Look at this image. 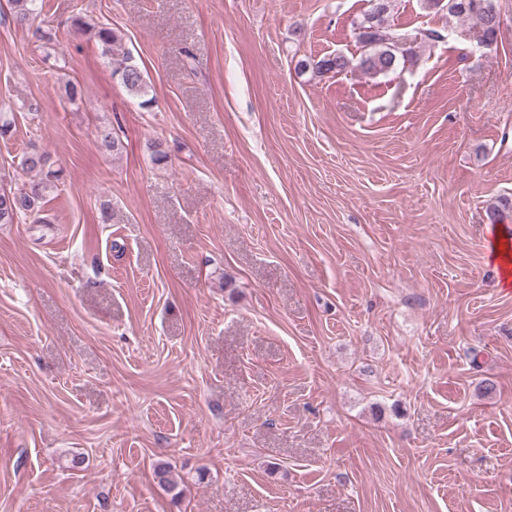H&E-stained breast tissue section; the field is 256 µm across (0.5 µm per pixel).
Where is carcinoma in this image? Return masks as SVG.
I'll return each instance as SVG.
<instances>
[{"instance_id":"cac0c4a2","label":"carcinoma","mask_w":512,"mask_h":512,"mask_svg":"<svg viewBox=\"0 0 512 512\" xmlns=\"http://www.w3.org/2000/svg\"><path fill=\"white\" fill-rule=\"evenodd\" d=\"M369 9L357 23V38L362 53L357 61L336 54L317 61H303L302 70H312L317 74L339 73L354 67L365 74L377 76L395 71L400 62L406 60L411 51L407 48L409 37L396 35L390 29L392 0H368ZM427 9L447 11L448 15L464 20H474L480 26L482 43L495 44L500 28V14L495 0H423ZM43 8L40 0H12V10L16 24L27 28L32 36L40 41L44 38L42 28L34 25ZM70 27L76 32L93 38L100 47L101 55L108 60L112 76L141 99V105L147 107L152 100L147 98L148 85L143 71L130 52L121 50L120 31L102 23L91 22L82 15L70 20ZM100 146L107 151L119 150L120 143L112 134V129L102 126L97 131ZM23 169L39 176V179L17 191H0V224H13L23 218H31L35 223H48L39 217L40 204L46 189L58 179L59 171L52 168L51 156L45 149L33 145L21 159ZM155 478L167 492L178 498V484L170 477L169 469L164 465L156 466Z\"/></svg>"}]
</instances>
